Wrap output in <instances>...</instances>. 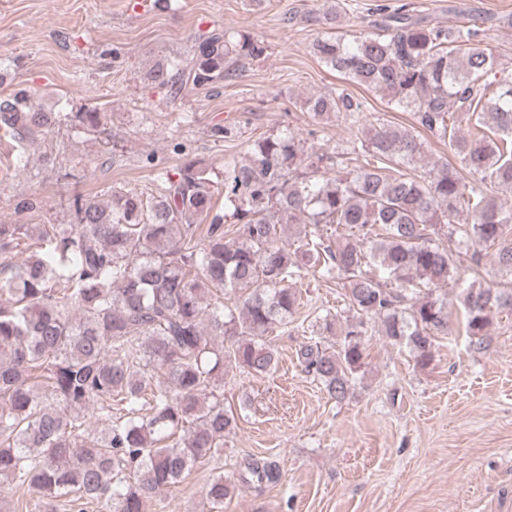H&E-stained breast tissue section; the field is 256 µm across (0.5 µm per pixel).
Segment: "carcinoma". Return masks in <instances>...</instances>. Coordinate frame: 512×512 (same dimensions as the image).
<instances>
[{"label": "carcinoma", "instance_id": "obj_1", "mask_svg": "<svg viewBox=\"0 0 512 512\" xmlns=\"http://www.w3.org/2000/svg\"><path fill=\"white\" fill-rule=\"evenodd\" d=\"M375 28L313 46L326 66L413 112L408 128L373 117L351 148L361 158L355 169L343 167L344 153L333 161L286 132L257 142L227 172L222 208L212 171L186 158L159 173L151 197L78 196L71 224H0L1 490L27 485L44 512L60 502L77 512L85 504L145 512L224 447L237 427L224 408V366L274 370L267 336L295 310L296 283L310 268L342 280L349 306L379 319L422 365L450 331L448 298L438 291L457 280L458 262L440 235L496 247L498 264L512 272V206L488 193L512 192V71L497 66L474 24H430L403 4ZM263 53L257 40L212 29L146 78L176 97L190 84L233 79ZM305 106L317 125L332 114L360 122L358 104L342 92ZM73 119L76 129L101 125L98 112ZM57 121L24 90L0 102V128L19 162ZM424 131L457 163L429 160ZM291 224L310 226L293 250L282 240ZM332 224L334 246L322 232ZM214 289L235 303H204ZM463 306L465 334L483 336L496 314L512 312V289L466 288ZM363 325L347 324L338 351L299 349L305 371L338 402L362 365ZM88 413L106 422L101 432L86 426ZM239 477L261 485L278 470L249 458ZM233 489L223 474L213 477L211 508Z\"/></svg>", "mask_w": 512, "mask_h": 512}]
</instances>
